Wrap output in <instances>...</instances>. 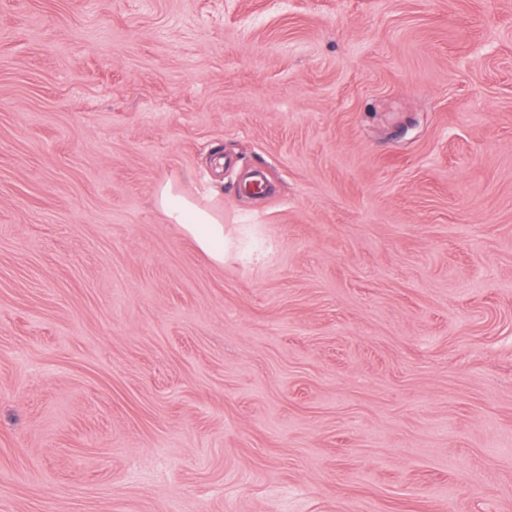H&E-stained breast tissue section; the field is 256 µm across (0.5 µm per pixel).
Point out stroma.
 Masks as SVG:
<instances>
[{
	"label": "stroma",
	"instance_id": "35a3bbf8",
	"mask_svg": "<svg viewBox=\"0 0 512 512\" xmlns=\"http://www.w3.org/2000/svg\"><path fill=\"white\" fill-rule=\"evenodd\" d=\"M0 512H512V0H0ZM156 206L172 224H180L216 263L224 261V218L202 207L177 185L167 182L156 192Z\"/></svg>",
	"mask_w": 512,
	"mask_h": 512
}]
</instances>
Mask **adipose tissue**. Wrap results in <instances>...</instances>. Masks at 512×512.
<instances>
[{
	"instance_id": "1",
	"label": "adipose tissue",
	"mask_w": 512,
	"mask_h": 512,
	"mask_svg": "<svg viewBox=\"0 0 512 512\" xmlns=\"http://www.w3.org/2000/svg\"><path fill=\"white\" fill-rule=\"evenodd\" d=\"M156 205L171 223L181 225L197 246L217 263L224 260V219L215 211L202 207L173 183L161 185Z\"/></svg>"
}]
</instances>
